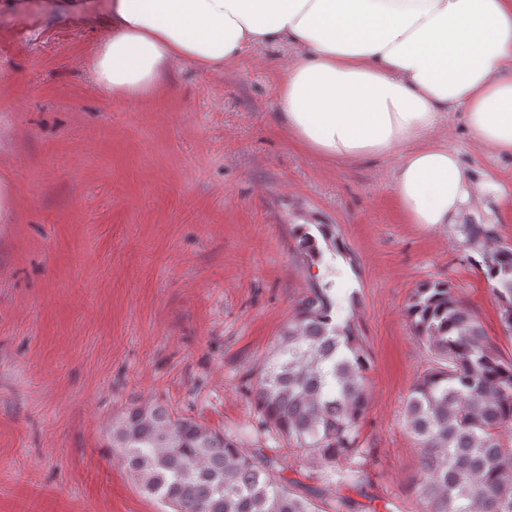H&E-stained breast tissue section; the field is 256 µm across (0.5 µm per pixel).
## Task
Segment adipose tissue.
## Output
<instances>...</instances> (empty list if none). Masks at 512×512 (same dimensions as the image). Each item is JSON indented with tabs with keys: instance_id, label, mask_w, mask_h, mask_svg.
<instances>
[{
	"instance_id": "adipose-tissue-1",
	"label": "adipose tissue",
	"mask_w": 512,
	"mask_h": 512,
	"mask_svg": "<svg viewBox=\"0 0 512 512\" xmlns=\"http://www.w3.org/2000/svg\"><path fill=\"white\" fill-rule=\"evenodd\" d=\"M92 61L98 89L152 97L173 66L221 72L250 48H299L278 96L283 129L310 153L397 156L410 224H458L484 183L434 137L455 111L512 156V0H112Z\"/></svg>"
}]
</instances>
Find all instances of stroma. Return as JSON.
Returning <instances> with one entry per match:
<instances>
[{"label":"stroma","instance_id":"stroma-1","mask_svg":"<svg viewBox=\"0 0 512 512\" xmlns=\"http://www.w3.org/2000/svg\"><path fill=\"white\" fill-rule=\"evenodd\" d=\"M110 0H0V512H162L108 449L112 423L153 401L288 458V478L334 486L262 430L247 388L314 283L299 224H330L336 289L370 353L360 440L368 512H416L419 450L404 423L429 365L406 313L447 282L512 359L466 224L512 245V157L474 143L456 112L437 136L490 184L465 224L405 223L396 158L339 165L281 131L277 96L298 50L256 46L219 73L173 67L163 91L117 99L90 61Z\"/></svg>","mask_w":512,"mask_h":512}]
</instances>
